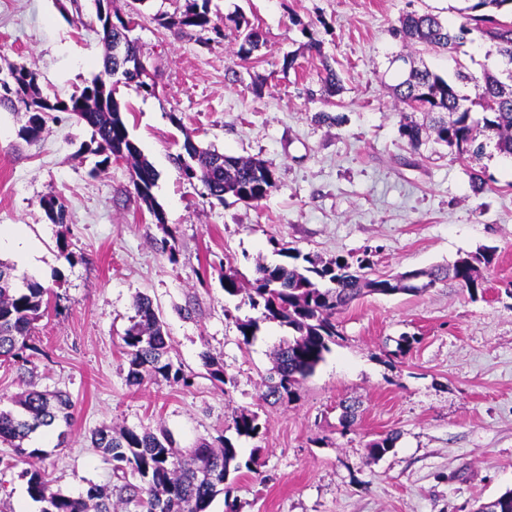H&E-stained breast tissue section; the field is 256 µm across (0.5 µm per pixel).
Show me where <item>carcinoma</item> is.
<instances>
[{"instance_id":"1","label":"carcinoma","mask_w":512,"mask_h":512,"mask_svg":"<svg viewBox=\"0 0 512 512\" xmlns=\"http://www.w3.org/2000/svg\"><path fill=\"white\" fill-rule=\"evenodd\" d=\"M208 2L185 0L184 8L174 12L167 26L182 33L220 32L210 17ZM463 2L466 6L461 13L466 15V22L457 27L448 26L433 14L411 11L402 15L392 34L407 47L423 45L445 50L465 43L471 32L469 22L485 23L487 27L481 33L495 47L497 60L484 68L479 78L457 70L456 83L474 85L472 98L460 94L455 83L410 62L402 81L394 88L396 101L411 109L401 113L399 135L415 151L431 141L446 147L448 154L456 158L481 156L488 147L512 156V73L506 74L501 68L503 57L512 58V0ZM235 26L246 30L237 55L248 58L264 44L263 31L243 17L235 19ZM101 31L105 45L103 70L79 93L67 100L45 96L39 87L40 74L18 67L11 69L15 74L12 90L0 92V107H24L25 123L18 135L26 142L40 139L49 113L68 112L75 116L78 123L91 129L90 143L85 148L102 157L98 165L105 167L114 160L129 164L134 172L135 194L156 222L163 224L164 213L152 193L158 172L130 137L124 110L114 94L113 73L120 63L112 55V43L119 32L104 26ZM321 63L325 94L339 95L341 78L328 58H322ZM416 112L424 114L423 121L414 118ZM183 150L177 160L185 177L201 181L208 194L221 203L231 196L254 205L276 186L275 170L260 159L203 149L189 138L185 139ZM186 158L195 159L193 165L184 164ZM40 206L52 223H63L65 206L57 195H44ZM276 252L284 261L257 263L255 278L246 292L250 308L260 311L261 319L277 321L292 331V336L275 352V377L262 394L264 400L272 398L276 402L292 399L300 382L323 361L329 344L339 335L335 316L340 309L364 295L423 293L448 278L475 294L484 288L480 265L490 264L494 256V250L487 247L461 252L444 268L374 276L372 262L365 255L351 260L338 256L323 262L284 246ZM242 289L236 270L231 268L224 273L226 294L237 296ZM46 294L47 289L34 280L17 285L14 268L0 262V359L15 361L22 357L33 324L47 304ZM135 309L136 321L123 336L127 382L138 386L150 379L189 385L181 366L168 356L164 322L152 300L146 295L138 296ZM236 325L243 344H250L259 329L258 320L238 319ZM15 405V411L0 409V441L13 447L19 457H40V449L23 447L24 441L38 430L71 425L74 404L61 391H25L17 397ZM232 428L237 436L253 439L260 434L262 424L257 413L243 410L233 418ZM397 438L392 432L371 441L370 454L384 456L394 448ZM90 443L112 462L113 472L124 480L123 488H136L130 482L132 478L139 481L146 494L139 499L143 512H207L212 500L224 491L230 474L243 467L250 470L254 465L252 457L241 462L237 448L228 439L221 441L218 448L202 440L187 452L177 453L172 439L164 432L101 427L91 433ZM22 477L26 478L30 498L41 504V512H118L112 495L99 486H90L86 496L76 499L53 490L51 481L39 468L26 469ZM477 512H512V491L481 505Z\"/></svg>"}]
</instances>
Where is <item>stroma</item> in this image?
Returning <instances> with one entry per match:
<instances>
[{
    "instance_id": "stroma-1",
    "label": "stroma",
    "mask_w": 512,
    "mask_h": 512,
    "mask_svg": "<svg viewBox=\"0 0 512 512\" xmlns=\"http://www.w3.org/2000/svg\"><path fill=\"white\" fill-rule=\"evenodd\" d=\"M183 3L147 0L131 33L154 93L117 90L129 134L159 174L164 224L136 197L129 165L99 169L82 152L91 131L71 114L56 113L27 143L23 113L0 107V228L40 249L30 266L7 247L0 260L49 291L26 363L0 362V409L29 389L63 391L74 404L65 444L54 428L27 440L42 451L36 466L67 496L97 484L120 512H141L90 446L93 430L112 426L167 431L180 449L226 436L240 460L256 458L254 471L230 475L228 496L209 512H475L512 490V157L491 150L461 162L411 150L393 96L400 15L455 25L460 0H209L224 29L211 39L164 27ZM240 15L266 36L247 59L236 54ZM313 38L321 53L308 50ZM489 49L475 30L455 51L423 46L415 59L450 80L460 65L481 74ZM104 52L91 0H0V72L37 70L43 95L68 98L100 72ZM325 58L343 80L335 97L323 92ZM322 111L345 121H314ZM188 139L265 161L275 188L255 206L210 198L176 160ZM474 170L492 179L479 196ZM50 192L65 206L63 223L39 204ZM278 243L323 261L365 254L379 274L445 266L484 246L495 254L474 295L449 279L418 295L353 301L293 400L268 404L261 395L288 329L263 321L243 344L236 322L256 312L225 294L223 279L230 266L247 281L256 263L279 262ZM141 294L159 310L190 386L128 385L122 337ZM404 335L414 342L401 352ZM205 352L224 381L211 379ZM351 400L359 408L346 428L339 405ZM244 409L259 414L256 438L231 427ZM392 431L394 448L370 458L369 442ZM13 455L0 443V512H39L19 469L5 465Z\"/></svg>"
}]
</instances>
